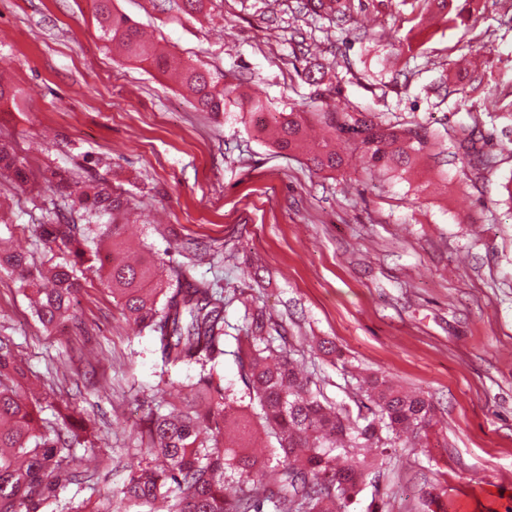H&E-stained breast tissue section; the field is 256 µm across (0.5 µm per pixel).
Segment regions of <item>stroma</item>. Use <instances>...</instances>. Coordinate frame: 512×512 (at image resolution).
Returning a JSON list of instances; mask_svg holds the SVG:
<instances>
[{"mask_svg":"<svg viewBox=\"0 0 512 512\" xmlns=\"http://www.w3.org/2000/svg\"><path fill=\"white\" fill-rule=\"evenodd\" d=\"M112 2L217 87L260 91L272 111L348 104L442 139V153L418 155L399 178L367 175L350 147L344 169L318 173L235 110H197L164 76L105 50L89 0H0V71L19 92L0 103V139L28 168L66 167L120 195L123 237L222 290L231 325L244 324L235 294H253L350 415L374 377L434 402L426 436L367 452L375 466L350 512H426L432 486L453 512H512V210L500 202L512 152L479 171L455 147L470 52L482 59L468 93L478 128L512 136V0H471L449 28L420 0H353L340 23L300 0H206L193 15L181 0ZM64 206L58 191L34 199L0 176V236L29 262L56 259L35 229ZM75 310L83 334L46 332L18 282L0 276V336L49 398L97 421L77 464L109 493L140 452L149 408L178 403L198 369L161 382L148 333L95 274ZM322 340L339 357L316 351Z\"/></svg>","mask_w":512,"mask_h":512,"instance_id":"1","label":"stroma"}]
</instances>
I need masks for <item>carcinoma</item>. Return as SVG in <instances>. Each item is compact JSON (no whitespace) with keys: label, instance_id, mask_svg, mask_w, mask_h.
Segmentation results:
<instances>
[{"label":"carcinoma","instance_id":"obj_1","mask_svg":"<svg viewBox=\"0 0 512 512\" xmlns=\"http://www.w3.org/2000/svg\"><path fill=\"white\" fill-rule=\"evenodd\" d=\"M98 39L126 60L166 74L176 69L182 88L203 112L220 113L231 105L254 118L269 109L267 99L241 85H212L204 72L157 52L144 40L137 22L112 7V0H90ZM304 8L343 20L351 0H307ZM256 132L282 153H299L317 171L334 172L343 165L336 143L349 142L366 158L367 170L384 175L407 167L412 158L438 146L436 134L422 125L386 126L376 116L354 110L274 112ZM476 124H459L456 147L465 160L489 169L495 151L512 148L475 136ZM0 170L40 193L52 183L68 200V213H48L38 234L51 250L74 257L44 271L21 254L0 253V273L14 275L23 291L37 295L34 313L50 330L75 320L72 303L82 266L100 273L122 313L148 331L162 371L224 356L222 293L208 283L179 272L172 281L158 276L161 265L152 252L130 263L124 257L120 225L111 221L122 207L104 187L71 182L61 168L31 172L7 145L0 146ZM248 336H236L237 357L253 414L231 389L214 383L213 371H201L189 384L193 397L178 407L149 410L143 422L141 458L130 466L122 487L96 500L86 499L71 512H130L133 507L156 512H349L370 464L359 448L384 455L407 433H419L434 416L432 403L405 392L385 379L360 386L368 410L357 418L326 400L315 382L298 372L286 344L263 335L261 311L245 313ZM25 363L10 338L0 336V512H60L61 496L71 486L88 482L75 467L77 447L98 438L96 423L64 401L27 396ZM49 410L52 418L41 414ZM259 419L278 447L270 456L250 451ZM276 460L274 482L264 481Z\"/></svg>","mask_w":512,"mask_h":512}]
</instances>
